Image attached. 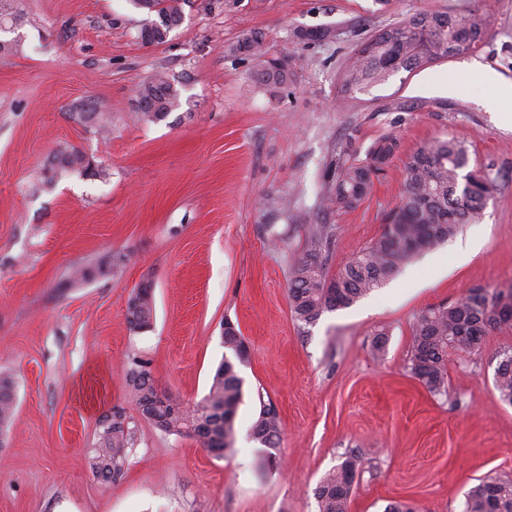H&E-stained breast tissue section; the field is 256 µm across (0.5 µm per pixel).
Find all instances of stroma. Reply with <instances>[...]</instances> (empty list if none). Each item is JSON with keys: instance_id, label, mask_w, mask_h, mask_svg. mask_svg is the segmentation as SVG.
<instances>
[{"instance_id": "1", "label": "stroma", "mask_w": 512, "mask_h": 512, "mask_svg": "<svg viewBox=\"0 0 512 512\" xmlns=\"http://www.w3.org/2000/svg\"><path fill=\"white\" fill-rule=\"evenodd\" d=\"M181 2L183 21L161 44L138 40L143 15L129 0H20L4 35L23 50L0 54V369L16 390L0 445V512H317L314 487L353 454L350 512L397 500L463 512L479 479L512 471V405L494 388L512 331L488 336L481 354L451 355L444 395L413 379L407 359L420 311L476 286H512V119L471 68L512 81V0ZM423 10L481 19V49L345 93L340 70L359 41ZM326 26L333 42L295 37ZM248 30L263 33L269 55L289 56L287 89L261 85L255 60L228 54ZM160 72L180 105L147 121L134 90ZM394 99L426 106L386 111ZM89 102L111 114L108 136L71 119ZM384 135L399 148L370 196L323 208L339 149L362 155ZM448 139L464 141L492 181L481 219L351 307L296 322L290 266L312 228H332L336 274L379 236L413 152ZM71 147L106 177L33 191L54 152ZM270 224L282 244L270 243ZM467 240L477 248L462 263L456 249ZM108 253L126 257L114 276L70 285L76 268ZM145 282L155 314L137 332L126 306ZM227 320L250 358L237 452L220 459L145 420L125 370L129 355L148 360L159 389L192 408L225 356ZM263 399L283 425L279 464L264 473V450L248 436ZM115 406L133 439L123 475L104 481L87 452Z\"/></svg>"}]
</instances>
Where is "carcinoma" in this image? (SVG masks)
I'll return each mask as SVG.
<instances>
[{
	"instance_id": "cac0c4a2",
	"label": "carcinoma",
	"mask_w": 512,
	"mask_h": 512,
	"mask_svg": "<svg viewBox=\"0 0 512 512\" xmlns=\"http://www.w3.org/2000/svg\"><path fill=\"white\" fill-rule=\"evenodd\" d=\"M145 13L138 38L146 45L166 41L169 33L183 20L179 0H131ZM18 17L16 0H0V32L12 28ZM460 17L447 12H419L399 23L383 28L357 45L354 56L341 72L342 88L354 92L385 80L390 75L424 68L448 56L451 22ZM299 40L331 42L336 29L324 27L297 32ZM232 55H244L257 62V80L271 88L288 86L293 72L288 56L269 57L259 31L245 32L228 48ZM136 102L142 115L161 121L180 105V92L163 74H156L138 89ZM78 122L102 133L109 118L101 110L89 108L73 113ZM397 138L385 135L377 139L360 159L349 148L336 158L333 178L325 197L330 209H350L372 191L376 177L394 157ZM469 152L455 139L417 150L407 163L406 177L399 202L385 217L382 232L347 261L336 275L329 276L330 230L320 227L312 232L310 244L291 265L288 300L294 318L304 324L315 323L323 313L348 308L398 273L414 256L429 252L457 235L460 227L479 219L491 197L488 175L471 181ZM102 177L106 171L92 166L82 151L60 150L44 170L42 183L49 185L66 176ZM124 262L110 255L76 269L69 285L107 278ZM154 297L131 293L126 308L127 320L134 330L151 327ZM512 329V289L489 291L470 289L446 304L422 310L416 319L410 346L408 368L413 378L429 392H447L448 353L478 355L486 336L494 331ZM224 347L229 355L217 367L208 393L191 411L182 409L170 395L151 406L157 385L150 365L136 355L128 357L126 381L141 415L168 435L194 437L208 451L224 458L235 451L236 417L245 395L240 367L249 362V347L240 330L224 322ZM498 398L512 405V350L502 353L494 374ZM15 405V382L7 371H0V437L9 428ZM282 424L276 408L260 402L252 423L253 441L269 449L259 468L278 462L272 450L279 447ZM132 439L130 421L121 408L113 409L112 428L97 429L96 446L88 454L92 473L102 479L116 478L127 462L126 448ZM360 461L346 458L330 470L313 490L318 512H349L352 487ZM463 512H512V472L502 471L486 477L467 493Z\"/></svg>"
}]
</instances>
